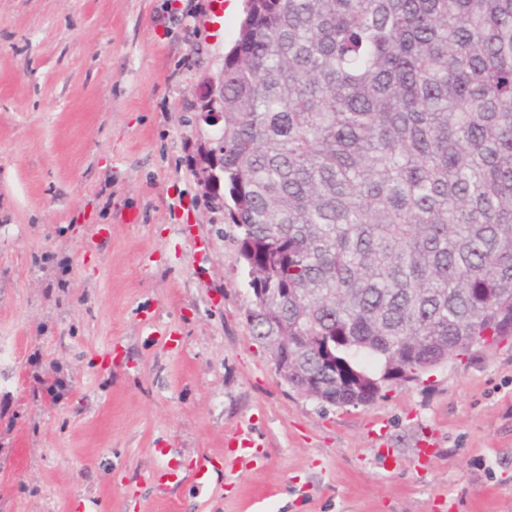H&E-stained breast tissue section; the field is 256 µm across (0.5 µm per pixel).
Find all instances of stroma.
I'll list each match as a JSON object with an SVG mask.
<instances>
[{
	"instance_id": "1",
	"label": "stroma",
	"mask_w": 512,
	"mask_h": 512,
	"mask_svg": "<svg viewBox=\"0 0 512 512\" xmlns=\"http://www.w3.org/2000/svg\"><path fill=\"white\" fill-rule=\"evenodd\" d=\"M201 2L0 0V512H512V339L338 408L252 336L238 230L193 171L244 0ZM170 456L211 487L158 489Z\"/></svg>"
}]
</instances>
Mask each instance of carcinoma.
<instances>
[{
  "label": "carcinoma",
  "instance_id": "carcinoma-1",
  "mask_svg": "<svg viewBox=\"0 0 512 512\" xmlns=\"http://www.w3.org/2000/svg\"><path fill=\"white\" fill-rule=\"evenodd\" d=\"M222 78L207 155L289 387L367 406L512 336V0H247Z\"/></svg>",
  "mask_w": 512,
  "mask_h": 512
}]
</instances>
